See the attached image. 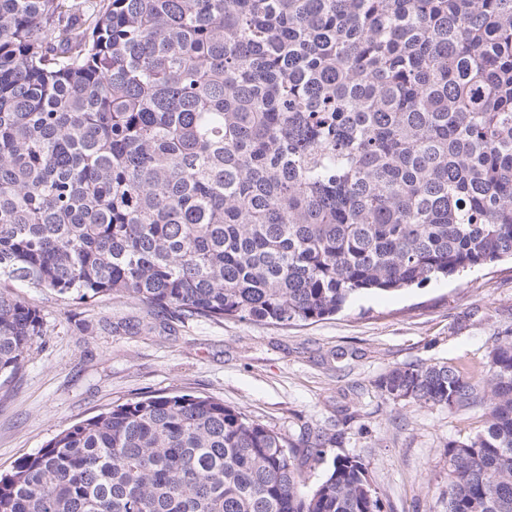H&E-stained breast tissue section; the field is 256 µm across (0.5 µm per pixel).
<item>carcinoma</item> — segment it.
Returning <instances> with one entry per match:
<instances>
[{
    "label": "carcinoma",
    "instance_id": "obj_1",
    "mask_svg": "<svg viewBox=\"0 0 512 512\" xmlns=\"http://www.w3.org/2000/svg\"><path fill=\"white\" fill-rule=\"evenodd\" d=\"M512 256V0H0V277L282 327ZM44 335L0 293V385ZM386 399L488 406L445 512H512V336L486 375ZM0 512H381L338 456L191 395L130 400L0 474Z\"/></svg>",
    "mask_w": 512,
    "mask_h": 512
}]
</instances>
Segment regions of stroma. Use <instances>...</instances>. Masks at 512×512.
<instances>
[{"label":"stroma","instance_id":"obj_1","mask_svg":"<svg viewBox=\"0 0 512 512\" xmlns=\"http://www.w3.org/2000/svg\"><path fill=\"white\" fill-rule=\"evenodd\" d=\"M45 334L0 386V474L58 433L118 403L168 394L224 402L290 442L329 436L304 463L314 488L336 456L359 458L382 512H444L449 441L486 426L482 404L451 412L384 399L377 387L408 363L481 371L495 337L512 336V259L398 292H365L336 315L281 327L182 319L126 295L84 304L13 285Z\"/></svg>","mask_w":512,"mask_h":512}]
</instances>
